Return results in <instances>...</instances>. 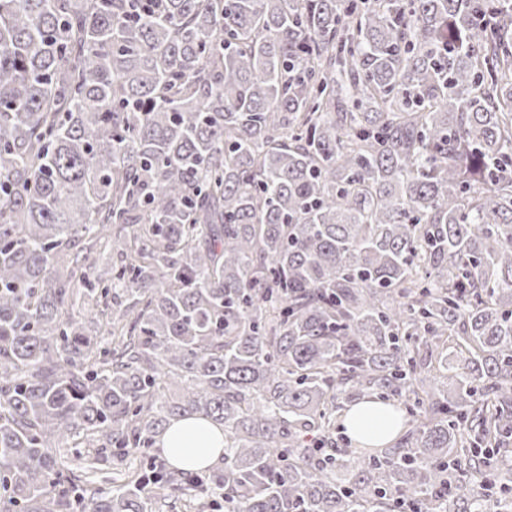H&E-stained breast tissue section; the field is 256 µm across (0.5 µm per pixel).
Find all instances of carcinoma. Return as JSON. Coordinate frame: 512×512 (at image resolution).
I'll use <instances>...</instances> for the list:
<instances>
[{
  "mask_svg": "<svg viewBox=\"0 0 512 512\" xmlns=\"http://www.w3.org/2000/svg\"><path fill=\"white\" fill-rule=\"evenodd\" d=\"M150 2L0 0V512H512V0ZM357 402L359 401L346 403L350 408L347 407L349 410L345 417V424L349 422L355 425L363 423L371 434H385L390 425L383 408L370 402L355 404ZM213 430L215 432L202 431L189 420L175 421L160 437L159 447L164 454L157 445L153 454L159 460L168 458L186 471L207 469L224 453V435L220 429L213 427ZM217 464L221 465V460ZM127 463V465H126ZM117 464V461L114 460V462H112V459L109 460L108 462H101L100 465H98V467L100 468L98 470V473L96 475V478H95V484H91V486L93 487H97L99 485L102 484V482H104L103 480L104 479H107L109 476H111V472H115V468L116 467H119V469H121V467L123 468H126V471L129 472V475H133L135 476V474H140L142 475V472H143V469H144V465H143V459L141 458V464H140V461H139V458L135 457V456H129L126 461H124V465L120 466V465H116ZM129 467V469H128ZM142 467V468H141ZM114 469V470H113Z\"/></svg>",
  "mask_w": 512,
  "mask_h": 512,
  "instance_id": "1",
  "label": "carcinoma"
}]
</instances>
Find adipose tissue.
I'll use <instances>...</instances> for the list:
<instances>
[{
  "label": "adipose tissue",
  "instance_id": "obj_1",
  "mask_svg": "<svg viewBox=\"0 0 512 512\" xmlns=\"http://www.w3.org/2000/svg\"><path fill=\"white\" fill-rule=\"evenodd\" d=\"M160 448L175 466L196 472L212 466L224 453L222 431L206 432L188 420L173 422L161 436Z\"/></svg>",
  "mask_w": 512,
  "mask_h": 512
}]
</instances>
